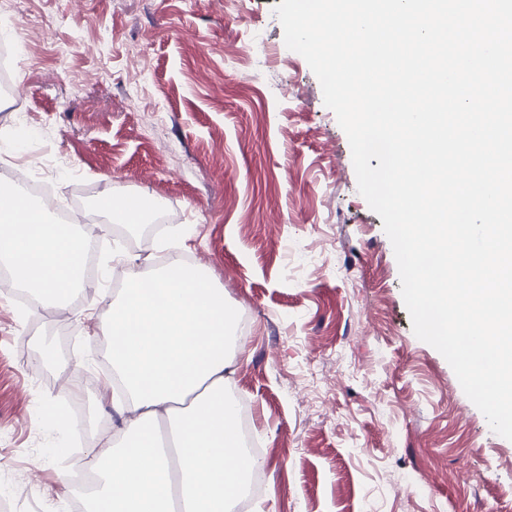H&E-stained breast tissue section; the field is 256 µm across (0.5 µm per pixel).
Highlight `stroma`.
<instances>
[{
	"instance_id": "stroma-1",
	"label": "stroma",
	"mask_w": 512,
	"mask_h": 512,
	"mask_svg": "<svg viewBox=\"0 0 512 512\" xmlns=\"http://www.w3.org/2000/svg\"><path fill=\"white\" fill-rule=\"evenodd\" d=\"M279 2L0 0V33L27 48L0 98V158L26 163L27 121L68 163L45 172L58 201L92 226H108L105 191L155 201L113 233L114 264L204 258L245 326L227 390L261 447L250 512H512V441L414 335L348 138L306 60L277 53ZM71 306L25 317L0 293V490L19 512L62 489L43 425L61 381L86 419L109 414L86 374L107 308Z\"/></svg>"
}]
</instances>
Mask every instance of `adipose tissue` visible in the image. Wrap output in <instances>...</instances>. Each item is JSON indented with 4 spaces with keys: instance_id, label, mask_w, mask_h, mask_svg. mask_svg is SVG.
Wrapping results in <instances>:
<instances>
[{
    "instance_id": "ef3b65f1",
    "label": "adipose tissue",
    "mask_w": 512,
    "mask_h": 512,
    "mask_svg": "<svg viewBox=\"0 0 512 512\" xmlns=\"http://www.w3.org/2000/svg\"><path fill=\"white\" fill-rule=\"evenodd\" d=\"M85 247L79 225L51 223L0 181V262L39 305L67 306ZM101 298L123 395L111 403L118 438L91 439L87 512H174L176 498L181 512H237L260 462L244 451L226 394L234 328L223 289L174 257L132 270L125 288Z\"/></svg>"
}]
</instances>
